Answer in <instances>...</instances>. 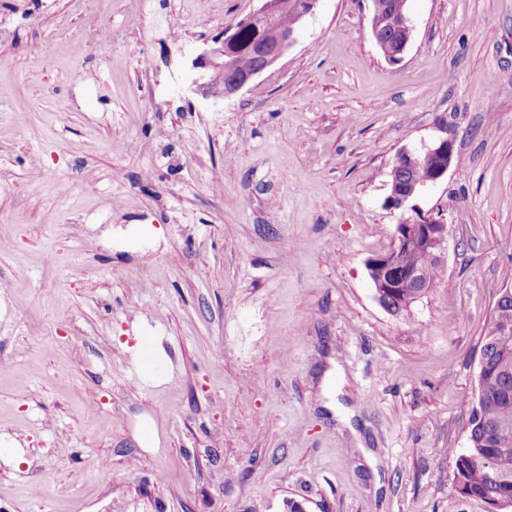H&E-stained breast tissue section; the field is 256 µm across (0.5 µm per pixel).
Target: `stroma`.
Listing matches in <instances>:
<instances>
[{"mask_svg":"<svg viewBox=\"0 0 512 512\" xmlns=\"http://www.w3.org/2000/svg\"><path fill=\"white\" fill-rule=\"evenodd\" d=\"M255 6L0 0V434L29 458L0 460V512H488L453 469L512 287V0H408L396 64L370 0H320L205 93L195 57ZM440 139L417 203L448 219L443 276L395 316L365 262L392 161ZM133 347L139 367L140 378L150 385L160 382L161 375L156 371L158 364L166 357L160 336H137Z\"/></svg>","mask_w":512,"mask_h":512,"instance_id":"stroma-1","label":"stroma"}]
</instances>
